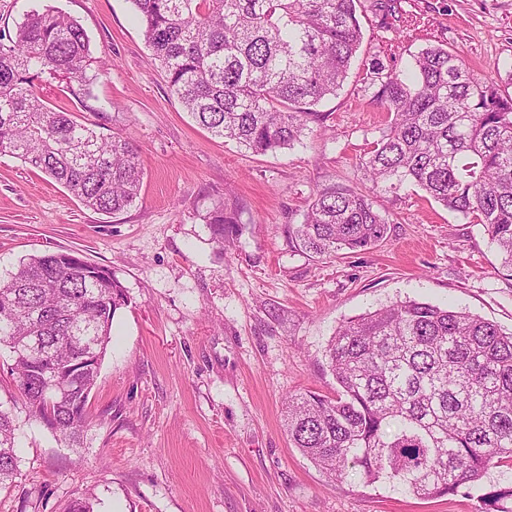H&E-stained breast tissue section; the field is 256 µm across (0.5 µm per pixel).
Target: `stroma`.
<instances>
[{"mask_svg": "<svg viewBox=\"0 0 512 512\" xmlns=\"http://www.w3.org/2000/svg\"><path fill=\"white\" fill-rule=\"evenodd\" d=\"M45 4L83 26L99 62L87 102L55 83L51 104L130 136L144 181L133 207L105 214L0 155V275L31 255L74 252L111 270L129 297L80 445L30 416L0 349V409L18 441L0 512H61L81 495L94 512H478L482 494L512 488L507 466L442 497L335 480L285 430L289 395L334 391L328 343L361 314L410 299L512 330V273L483 226L411 183L372 193L390 220L376 247L317 259L288 240L319 191L367 185L360 158L386 116L360 80L385 44L397 49L383 63L397 69L444 45L512 95V0H401L416 22L387 31L363 9L361 48L343 89L319 105L322 124L266 155L214 138L183 110L129 0H0V13ZM227 199L244 230L222 248L205 217Z\"/></svg>", "mask_w": 512, "mask_h": 512, "instance_id": "1", "label": "stroma"}]
</instances>
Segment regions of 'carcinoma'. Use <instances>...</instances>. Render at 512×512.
Masks as SVG:
<instances>
[{
    "mask_svg": "<svg viewBox=\"0 0 512 512\" xmlns=\"http://www.w3.org/2000/svg\"><path fill=\"white\" fill-rule=\"evenodd\" d=\"M130 2L171 94L212 135L253 154L302 140L362 42L360 0ZM94 63L85 29L51 5L0 21V154L115 214L143 180L132 139L96 131L44 94L51 78L85 101ZM412 69L375 60L361 79L387 114L360 159L364 176L386 191L409 181L482 225L512 272V95L439 44L413 55ZM207 224L221 247L242 232L225 203ZM388 226L365 192L329 187L288 234L300 252L331 259L377 246ZM126 302L112 272L72 253L32 255L0 277L11 375L31 416L74 442L93 421L89 396ZM327 355L336 392L288 397V434L328 475L446 496L512 465V332L406 300L341 325ZM52 373L66 392L48 390ZM17 474L14 428L0 410V489Z\"/></svg>",
    "mask_w": 512,
    "mask_h": 512,
    "instance_id": "obj_1",
    "label": "carcinoma"
}]
</instances>
